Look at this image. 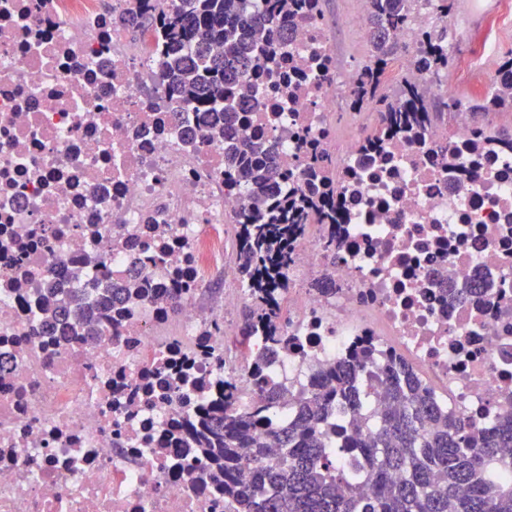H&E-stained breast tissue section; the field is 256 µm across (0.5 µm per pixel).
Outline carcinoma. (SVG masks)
<instances>
[{
    "instance_id": "cac0c4a2",
    "label": "carcinoma",
    "mask_w": 512,
    "mask_h": 512,
    "mask_svg": "<svg viewBox=\"0 0 512 512\" xmlns=\"http://www.w3.org/2000/svg\"><path fill=\"white\" fill-rule=\"evenodd\" d=\"M376 28L370 61L358 71L351 103L361 108L383 102L384 124L391 133L414 136L431 124L433 104L419 87L407 82L400 99L380 95L384 75L398 48L389 30L405 20L407 0H368ZM320 0H135L130 20L154 25L159 39L155 64L169 96L196 112H246L256 103L257 77L272 78L288 64L285 48L290 22L305 19ZM431 58L420 59L436 70L448 68L434 34L426 36ZM478 112L512 111V59L498 68L493 90L475 106ZM307 171L315 180L308 190L288 188L275 195L269 185L276 170L258 148L232 158L246 176L244 203L231 217L238 240V269L249 304L242 335L278 341L284 325L279 299L288 290V269L307 221L325 225L326 247L336 248L338 205L332 161L317 146L307 147ZM44 311L49 321L72 313L87 319L88 336L98 329L88 318L91 306L76 299L64 310L51 298L57 283L45 284ZM109 306L121 310L147 288H109ZM370 360L362 350L334 373L336 386L300 402L295 422L273 434L280 459L268 460L263 428L270 401L238 404L236 388L224 382V401L202 409L184 423L182 447L205 459L210 476L237 512H512V480L496 475L504 462L502 449L512 448V419L492 430L473 428L454 417L427 393L411 372L388 364L383 369L380 398L385 414L370 419L354 379ZM352 412L334 430L328 418L338 400ZM343 447L358 449L368 468L356 479L329 451L331 435ZM253 449L254 465L243 463L240 449ZM345 483L348 492L339 491Z\"/></svg>"
}]
</instances>
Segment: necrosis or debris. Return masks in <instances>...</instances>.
<instances>
[{
	"mask_svg": "<svg viewBox=\"0 0 512 512\" xmlns=\"http://www.w3.org/2000/svg\"><path fill=\"white\" fill-rule=\"evenodd\" d=\"M129 8L0 0V512H233L174 433L225 380L251 404L258 353L277 393L273 430L365 345L377 354L359 378L368 414L383 412L378 366L393 361L476 429L512 419V152L472 106L366 154L379 113H354L340 135L332 117L354 73L337 69L323 22L293 25L294 70L260 80L234 146L260 143L302 186L317 142L335 161L345 235L328 251L314 223L297 246L287 345L239 344L248 297L225 231L242 205L224 185L231 145L166 96L155 35L124 24ZM443 28L437 0H412L394 33L400 68L427 96L435 71L414 60ZM207 277L226 282L218 303L199 300ZM134 278L149 294L100 319L97 343L46 331L45 280L96 299ZM186 362L196 384L176 378Z\"/></svg>",
	"mask_w": 512,
	"mask_h": 512,
	"instance_id": "4bbe7bcc",
	"label": "necrosis or debris"
}]
</instances>
